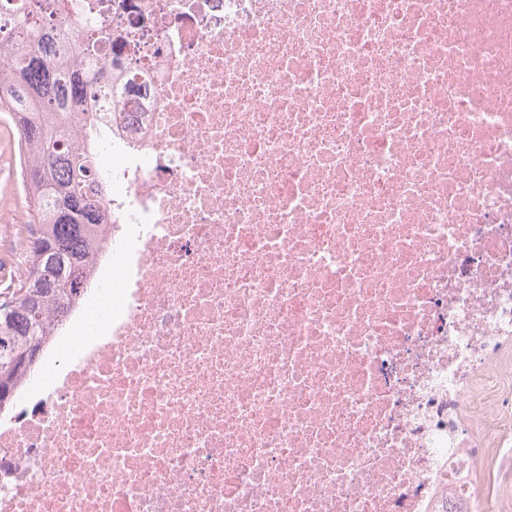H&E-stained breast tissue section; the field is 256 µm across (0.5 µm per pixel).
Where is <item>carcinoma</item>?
I'll return each instance as SVG.
<instances>
[{
	"label": "carcinoma",
	"mask_w": 512,
	"mask_h": 512,
	"mask_svg": "<svg viewBox=\"0 0 512 512\" xmlns=\"http://www.w3.org/2000/svg\"><path fill=\"white\" fill-rule=\"evenodd\" d=\"M57 0H0V112L17 132L29 223L24 267L0 302V400H11L51 343L50 320L65 322L92 281V256L105 249L94 239L103 223V177L98 145L107 124L92 119L84 133L67 131L81 101L106 87L93 64L117 53L114 33L79 4L85 21L68 20ZM40 269L44 283L29 284Z\"/></svg>",
	"instance_id": "1"
}]
</instances>
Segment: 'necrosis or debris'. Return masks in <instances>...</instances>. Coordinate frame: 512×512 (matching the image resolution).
Here are the masks:
<instances>
[{
	"label": "necrosis or debris",
	"instance_id": "obj_1",
	"mask_svg": "<svg viewBox=\"0 0 512 512\" xmlns=\"http://www.w3.org/2000/svg\"><path fill=\"white\" fill-rule=\"evenodd\" d=\"M112 320L0 424V512H482L512 430V0H135ZM115 164H108V157ZM472 436L479 457L473 478L482 491L488 512H512V437L489 445L476 425L472 427Z\"/></svg>",
	"mask_w": 512,
	"mask_h": 512
}]
</instances>
